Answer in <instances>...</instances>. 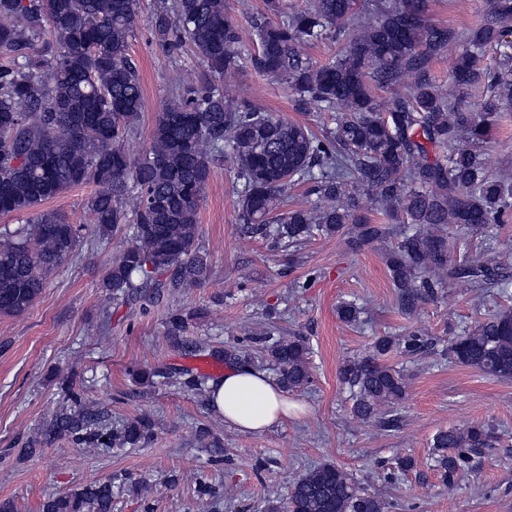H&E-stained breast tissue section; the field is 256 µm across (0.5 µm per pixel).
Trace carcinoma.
I'll list each match as a JSON object with an SVG mask.
<instances>
[{"label": "carcinoma", "mask_w": 512, "mask_h": 512, "mask_svg": "<svg viewBox=\"0 0 512 512\" xmlns=\"http://www.w3.org/2000/svg\"><path fill=\"white\" fill-rule=\"evenodd\" d=\"M280 19L253 21L261 72L287 80L302 104L336 111V127L318 137L255 102H237L211 83L172 90L141 158L124 142L143 108V89L129 42L138 0H0V214L28 213L29 221L0 231V315L27 312L47 277L72 258L87 225L75 224L43 202L74 186H92L85 212L97 237L131 224V241L101 287L121 293L142 311L163 295L201 286L210 268L198 246V211L217 165L235 164L240 229L273 244L314 233L342 234L359 250L384 241L389 228L357 214L355 191L372 192L387 216L410 228L399 233L385 262L401 309L413 313L438 289L462 281L506 297L512 271L494 258L455 260L443 227L462 236H487L512 214V184L484 173L481 150L498 119L512 112V0H487L483 18L461 33L430 23L424 0H312L291 12L269 0ZM56 44L44 41L46 31ZM153 40L169 52L190 46L209 70L233 73L243 60L241 28L224 0H172L151 19ZM351 32L334 60L318 65L298 45ZM462 42L452 67L459 88L491 87L473 110L444 94L430 77V60ZM503 47L498 69L480 65V52ZM393 94L391 102L379 92ZM442 154L431 156L430 148ZM312 182L310 209H288V187ZM338 318L359 321L361 308L343 301ZM188 318L173 312L167 335L179 339ZM271 327L224 345V362L272 364L286 391L311 383L305 337H273ZM432 347L418 330L378 336L368 354L346 361L339 379L352 393L354 416L383 430L398 427L407 396L404 375L384 363L394 352L416 357ZM448 359L504 380L512 379V311H490L448 340ZM206 375L187 373L179 384L206 401ZM46 423V435H67L94 453L149 441L146 416L117 427L106 410L86 408L78 394ZM492 438L485 423L439 431L436 470L456 487L476 471ZM112 478L93 480L48 498L42 512H112ZM389 502L361 489L342 467L325 463L300 477L268 512H388Z\"/></svg>", "instance_id": "carcinoma-1"}]
</instances>
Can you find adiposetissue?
Masks as SVG:
<instances>
[{
    "instance_id": "1",
    "label": "adipose tissue",
    "mask_w": 512,
    "mask_h": 512,
    "mask_svg": "<svg viewBox=\"0 0 512 512\" xmlns=\"http://www.w3.org/2000/svg\"><path fill=\"white\" fill-rule=\"evenodd\" d=\"M210 406L225 424L250 434H261L296 414V406L266 371L231 366L210 384Z\"/></svg>"
}]
</instances>
